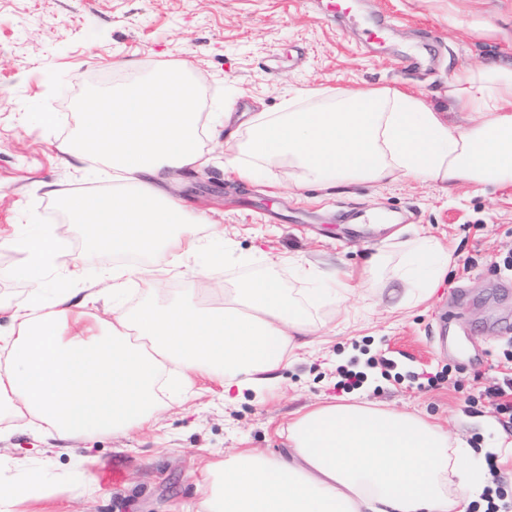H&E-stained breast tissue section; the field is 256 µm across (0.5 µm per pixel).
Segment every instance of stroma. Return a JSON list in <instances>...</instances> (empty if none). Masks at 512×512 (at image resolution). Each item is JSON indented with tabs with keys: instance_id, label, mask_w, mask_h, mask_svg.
I'll use <instances>...</instances> for the list:
<instances>
[{
	"instance_id": "obj_1",
	"label": "stroma",
	"mask_w": 512,
	"mask_h": 512,
	"mask_svg": "<svg viewBox=\"0 0 512 512\" xmlns=\"http://www.w3.org/2000/svg\"><path fill=\"white\" fill-rule=\"evenodd\" d=\"M354 10L365 25L392 20L383 46H368L361 31L326 16L322 0H0L1 330L32 287L16 273L23 262L11 246L16 237L46 225L67 242L57 271L44 277L50 288L62 286L72 263L88 282L118 264L85 249L58 198L120 180L92 155L78 160L66 148L87 96L155 70L181 68L200 81L202 163L178 170L175 192L203 215L201 235L223 233L233 255L211 277L201 273L205 257L189 260L169 279L168 297L200 302L210 279L230 288L256 275L298 295L308 286L303 270L332 267L352 287L311 308L313 346L274 371L262 396L228 403L222 387L199 380L187 402L162 389L153 426L70 441L0 419L11 430L0 454L15 458L14 476L38 458L60 474H92L100 485L91 498L72 483L46 486L26 512H202L204 464L242 448L283 452L282 430L297 413L344 401L334 389L340 367L367 374L360 393L368 400L466 442V465L483 466L487 449L512 441L477 398L512 346L495 337L512 329V270L503 265L512 250V187L492 193L464 183L448 193L403 178L320 189L302 185L284 163L264 164L249 180L228 165L242 154L250 117L284 112L289 98L310 89L394 87L447 109L449 125L467 126L468 116L448 106L449 81L512 61V0H354ZM45 112L53 121L42 122ZM411 226L436 236L454 261L427 302L394 312L365 271ZM384 357L391 368L381 367ZM423 372L438 376L436 386L419 388ZM114 466L123 473L117 484L102 476Z\"/></svg>"
}]
</instances>
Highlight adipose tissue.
I'll return each mask as SVG.
<instances>
[{
    "label": "adipose tissue",
    "mask_w": 512,
    "mask_h": 512,
    "mask_svg": "<svg viewBox=\"0 0 512 512\" xmlns=\"http://www.w3.org/2000/svg\"><path fill=\"white\" fill-rule=\"evenodd\" d=\"M306 96L307 107L251 120L244 156L232 161L241 176L251 177L254 162H285L318 187L403 177L449 190L461 183L512 186V64L468 69L449 82V103L473 117L464 128L397 89ZM200 125L195 86L180 70L83 105L69 154L92 151L126 185L65 195L62 208L82 227L87 250L135 258L163 252L169 265L114 268L79 302L65 289L51 299L31 288L0 333L7 354L0 362V413L42 424L64 441L123 433L152 423L159 378L175 391L205 376L225 393L257 394L268 373L308 347L316 328L305 303L272 276L230 288L215 284L210 306L164 297L170 269L206 248L197 217L167 191L174 170L200 160ZM14 245L25 255L22 275L32 279L62 252L51 233L22 236ZM393 251L401 257V305L423 303L446 275L450 253L417 230L393 250H378L369 278ZM134 275L148 299L129 316L121 307ZM102 297L112 300L111 321H89L88 304ZM285 433V453L243 448L209 462L204 512H465L486 484L483 473L459 466L439 426L356 397L298 414ZM60 480L43 464L16 480L0 476V512H16Z\"/></svg>",
    "instance_id": "adipose-tissue-1"
}]
</instances>
